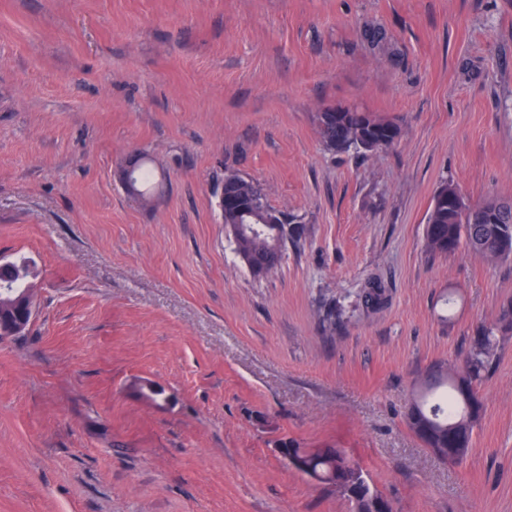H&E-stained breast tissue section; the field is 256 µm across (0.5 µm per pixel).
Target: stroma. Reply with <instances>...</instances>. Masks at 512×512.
I'll list each match as a JSON object with an SVG mask.
<instances>
[{"instance_id": "obj_1", "label": "stroma", "mask_w": 512, "mask_h": 512, "mask_svg": "<svg viewBox=\"0 0 512 512\" xmlns=\"http://www.w3.org/2000/svg\"><path fill=\"white\" fill-rule=\"evenodd\" d=\"M337 105L402 134L328 151ZM228 169L299 219L267 276L224 227ZM446 178L512 199V0H0V258L38 271L0 343V512H352L282 441L348 449L393 512H512V339L462 463L404 421L512 301V259L427 252ZM35 290H28L24 293L14 294V300L17 304H20L25 312L24 321L16 325L2 326L0 325V339L7 341L13 335L18 334L28 324H31L36 315V301H35Z\"/></svg>"}]
</instances>
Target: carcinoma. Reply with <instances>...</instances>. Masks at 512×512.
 <instances>
[{"mask_svg": "<svg viewBox=\"0 0 512 512\" xmlns=\"http://www.w3.org/2000/svg\"><path fill=\"white\" fill-rule=\"evenodd\" d=\"M320 139L334 152L355 150L372 152L393 144L401 136V128L392 120L371 112H320L317 114ZM154 178L152 168L143 165L134 184L136 195H150ZM227 195L239 203L226 210L224 227L236 228L235 252L240 261L257 276H263L279 267L287 244L285 225L268 224L265 216L273 208L266 201L260 185L234 170L224 171L220 181ZM459 192L451 181L443 180L436 188L426 215L425 243L433 256H448L462 246L474 226L483 230L486 242L476 255L495 261L512 257V204L498 198H488L474 206H448V194ZM34 277L33 262L19 255L0 262V286L23 288ZM512 335V303L503 306L497 318L482 324L471 337L459 369L439 366L434 377L448 374V390L429 396L423 395L405 417L407 427L423 438L428 448H457L459 453L443 458L457 464L468 454L475 427L484 412L480 393L489 377L503 342ZM309 465L321 474L317 481L339 488L340 483L353 476L366 485L376 497L378 489L369 484L361 466L344 448H306Z\"/></svg>", "mask_w": 512, "mask_h": 512, "instance_id": "carcinoma-1", "label": "carcinoma"}]
</instances>
